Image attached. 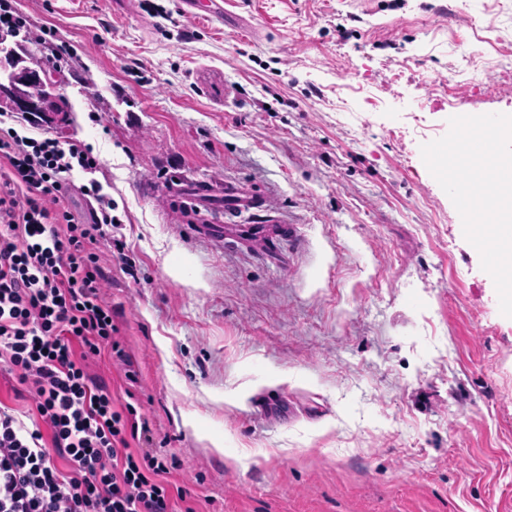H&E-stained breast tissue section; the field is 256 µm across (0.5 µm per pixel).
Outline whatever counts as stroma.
I'll use <instances>...</instances> for the list:
<instances>
[{
	"mask_svg": "<svg viewBox=\"0 0 512 512\" xmlns=\"http://www.w3.org/2000/svg\"><path fill=\"white\" fill-rule=\"evenodd\" d=\"M503 2L15 0L112 197L89 371L197 512H512V318L421 156L512 114ZM181 10L188 17L202 18L207 22L224 24L223 0H181Z\"/></svg>",
	"mask_w": 512,
	"mask_h": 512,
	"instance_id": "35a3bbf8",
	"label": "stroma"
}]
</instances>
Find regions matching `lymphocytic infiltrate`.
I'll return each mask as SVG.
<instances>
[{
  "instance_id": "lymphocytic-infiltrate-1",
  "label": "lymphocytic infiltrate",
  "mask_w": 512,
  "mask_h": 512,
  "mask_svg": "<svg viewBox=\"0 0 512 512\" xmlns=\"http://www.w3.org/2000/svg\"><path fill=\"white\" fill-rule=\"evenodd\" d=\"M0 113V371L26 385L28 420L0 408V512H196L152 429L88 372L118 331L100 288L112 198L78 140L30 137ZM94 199L92 223L72 193ZM139 451H132L131 441Z\"/></svg>"
}]
</instances>
